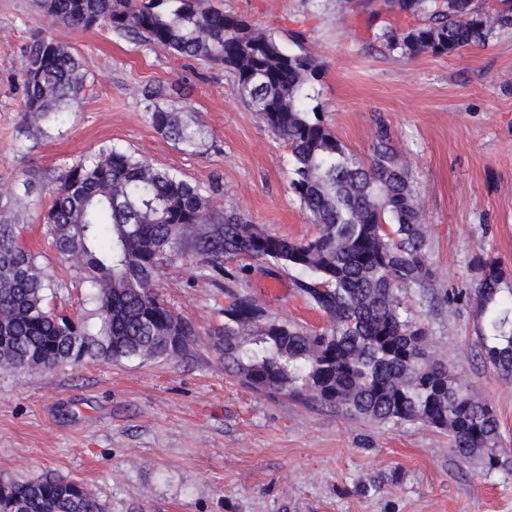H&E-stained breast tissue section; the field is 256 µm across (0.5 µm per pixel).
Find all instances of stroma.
Returning a JSON list of instances; mask_svg holds the SVG:
<instances>
[{
    "instance_id": "stroma-1",
    "label": "stroma",
    "mask_w": 512,
    "mask_h": 512,
    "mask_svg": "<svg viewBox=\"0 0 512 512\" xmlns=\"http://www.w3.org/2000/svg\"><path fill=\"white\" fill-rule=\"evenodd\" d=\"M379 0H223L226 13L274 35L321 66L325 122L346 148L369 157L384 117L422 199L439 307L412 295L416 312L471 390L497 415L512 449V377L480 359L475 261L497 257L512 290V28L453 56L404 57L378 41L368 18ZM82 62L80 102L63 121L22 109L24 49L42 32ZM161 106L198 116L196 147L152 126L146 87ZM115 145L212 194L266 232H316L289 189L290 151L241 98L233 71L187 60L98 28L50 24L35 0H0V193L20 199L21 237L57 288L49 305L88 315L79 262L44 235L42 214L64 164ZM33 192H26V184ZM157 292L192 324L187 349L164 361L87 359L52 370L0 369V483L51 473L76 481L106 512H512V474L457 459L446 431L382 425L284 395H262L224 370L209 331L223 321L224 291L184 261ZM274 315L324 328L296 298L288 272L251 264L242 282Z\"/></svg>"
}]
</instances>
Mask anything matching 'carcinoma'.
Wrapping results in <instances>:
<instances>
[{"label": "carcinoma", "instance_id": "1", "mask_svg": "<svg viewBox=\"0 0 512 512\" xmlns=\"http://www.w3.org/2000/svg\"><path fill=\"white\" fill-rule=\"evenodd\" d=\"M46 19L81 29L106 27L131 39L232 70L240 94L291 152L289 188L317 232L293 240L267 233L235 212H216L212 197L142 156L104 147L65 166L43 214L44 234L62 256H76L90 283L92 320L74 321L47 304L53 281L38 255L19 242L18 200L0 194V366L51 370L89 358L112 363L167 359L186 350L192 325L155 289L159 271L185 260L197 277L224 289V322L213 344L241 385L293 396L379 424L421 422L448 431L456 456L486 473L512 469L500 423L462 376L434 350L401 292L436 298L421 200L385 121L369 159L349 152L322 120L315 83L319 62L289 52L276 38L226 14L212 0H36ZM425 16L399 30L389 14ZM377 39L403 56H453L512 27V0L478 11L472 0H382L371 17ZM82 64L49 34L25 50L20 75L24 112L57 121L83 89ZM161 88L144 97L153 127L187 146L207 135L195 115L159 106ZM255 260L293 271L295 292L329 325L310 329L280 319L239 289ZM477 313L484 318L480 356L512 377V300L502 298L495 258L477 263ZM74 481L41 475L0 484V512H104Z\"/></svg>", "mask_w": 512, "mask_h": 512}]
</instances>
